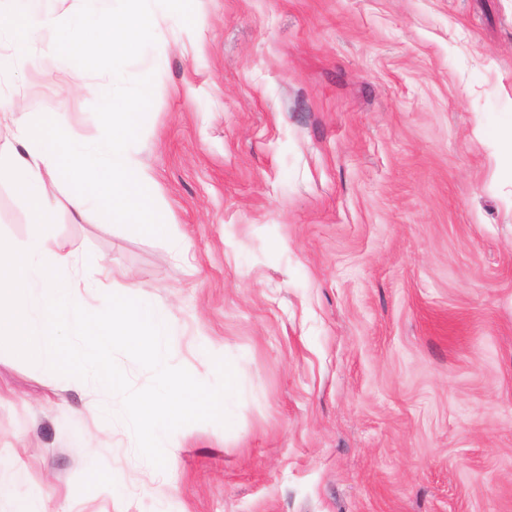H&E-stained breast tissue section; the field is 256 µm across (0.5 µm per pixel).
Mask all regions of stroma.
I'll use <instances>...</instances> for the list:
<instances>
[{"label": "stroma", "mask_w": 512, "mask_h": 512, "mask_svg": "<svg viewBox=\"0 0 512 512\" xmlns=\"http://www.w3.org/2000/svg\"><path fill=\"white\" fill-rule=\"evenodd\" d=\"M157 7L166 60L136 143L166 240L50 203L55 247L171 317V365L238 383L231 424L137 450L121 399L48 384L0 350V512H512V0H194ZM54 55L0 80L31 117L100 138L90 86ZM32 219L0 182V235ZM112 417L101 428L102 412ZM125 490L113 498L88 464Z\"/></svg>", "instance_id": "1"}]
</instances>
